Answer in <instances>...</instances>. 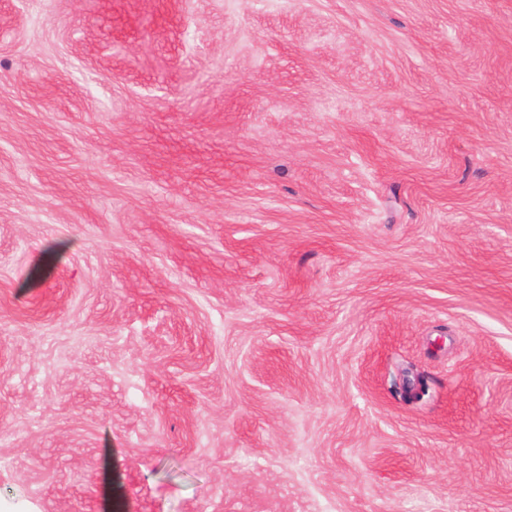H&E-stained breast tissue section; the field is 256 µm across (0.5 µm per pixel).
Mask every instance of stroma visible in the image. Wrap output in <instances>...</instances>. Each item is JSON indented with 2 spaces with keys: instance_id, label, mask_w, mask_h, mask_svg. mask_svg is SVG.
<instances>
[{
  "instance_id": "1",
  "label": "stroma",
  "mask_w": 512,
  "mask_h": 512,
  "mask_svg": "<svg viewBox=\"0 0 512 512\" xmlns=\"http://www.w3.org/2000/svg\"><path fill=\"white\" fill-rule=\"evenodd\" d=\"M0 512H512V0H0Z\"/></svg>"
}]
</instances>
